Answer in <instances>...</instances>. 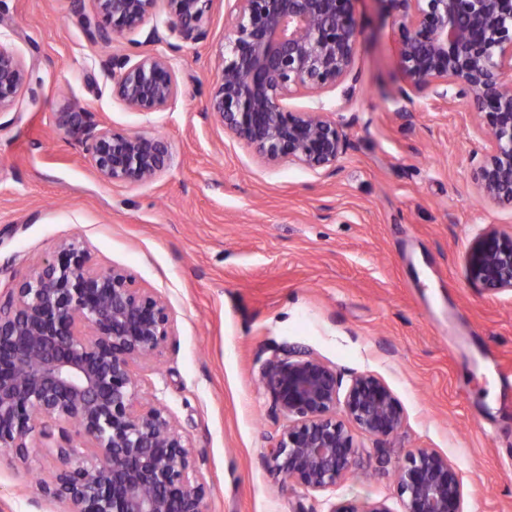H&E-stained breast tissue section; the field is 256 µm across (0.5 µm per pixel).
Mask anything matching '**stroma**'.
Returning a JSON list of instances; mask_svg holds the SVG:
<instances>
[{
	"instance_id": "1",
	"label": "stroma",
	"mask_w": 512,
	"mask_h": 512,
	"mask_svg": "<svg viewBox=\"0 0 512 512\" xmlns=\"http://www.w3.org/2000/svg\"><path fill=\"white\" fill-rule=\"evenodd\" d=\"M230 8L214 0L205 38L171 55L177 98L144 116L112 94L100 62L128 46L91 41L92 0H0V45L29 73L0 113V290L75 239L99 269L125 267L167 299L174 334L137 366L138 386L191 440L208 512H327L343 500L398 512L395 470L417 448L457 466L463 512H512V411H501L496 380L512 374V293L474 286L466 270L484 229L512 226V204L476 192L471 156L484 137L472 115L399 98L392 22L379 0H361L352 99L334 90L287 101L340 108L352 148L333 175L266 167L205 115ZM79 109L117 131L161 136L167 169L137 184L100 180L56 127L59 113ZM285 345L345 381L373 374L403 408L390 437L352 429L360 453L327 492L288 486L266 463L285 420L260 369ZM55 465L0 451V512H65L37 482Z\"/></svg>"
}]
</instances>
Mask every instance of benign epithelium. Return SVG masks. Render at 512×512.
Returning <instances> with one entry per match:
<instances>
[{
    "label": "benign epithelium",
    "instance_id": "obj_1",
    "mask_svg": "<svg viewBox=\"0 0 512 512\" xmlns=\"http://www.w3.org/2000/svg\"><path fill=\"white\" fill-rule=\"evenodd\" d=\"M91 40L133 48L146 20L164 9L168 32L183 42L205 37L212 0H93ZM358 0H234L224 28L222 68L205 115L267 167L286 161L333 174L351 147L350 123L320 103L292 110L299 93L318 98L358 82L355 58L365 24ZM398 39L402 99L422 96L440 109L472 107L485 145L472 158L478 195L512 203V0H380ZM112 95L141 114L177 98L171 57L115 52L101 60ZM28 83L23 61L0 46V112ZM59 129L91 156L112 184L156 178L168 165L165 142L115 131L91 112H62ZM468 279L512 292V229L490 227L467 255ZM174 335L168 302L121 267L97 270L77 240L61 243L28 276L0 294V449L25 463L34 449L58 466L40 479L67 512H207L194 449L163 402L139 394L133 368L155 358ZM271 408L287 424L269 437V468L307 491L336 487L356 447L342 413L363 433L387 438L403 411L388 386L354 374L344 397L336 371L303 348L285 346L261 370ZM401 512H463L459 471L429 448L396 470ZM328 512H393L384 501H349Z\"/></svg>",
    "mask_w": 512,
    "mask_h": 512
}]
</instances>
